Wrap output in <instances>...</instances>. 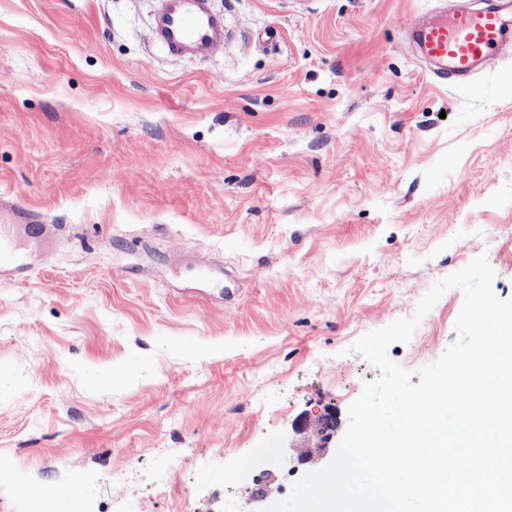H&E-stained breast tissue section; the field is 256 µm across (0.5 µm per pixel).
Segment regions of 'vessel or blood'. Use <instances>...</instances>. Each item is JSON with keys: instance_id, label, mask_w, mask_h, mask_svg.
Wrapping results in <instances>:
<instances>
[{"instance_id": "b4317fda", "label": "vessel or blood", "mask_w": 512, "mask_h": 512, "mask_svg": "<svg viewBox=\"0 0 512 512\" xmlns=\"http://www.w3.org/2000/svg\"><path fill=\"white\" fill-rule=\"evenodd\" d=\"M410 31L425 59L464 79L475 69L499 67L512 16L499 8L460 9L411 25ZM145 39L177 58L214 59L224 53V15L211 9L210 0H159ZM30 220V214L20 210L0 220V264L14 262L12 229Z\"/></svg>"}]
</instances>
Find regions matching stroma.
<instances>
[{
  "label": "stroma",
  "mask_w": 512,
  "mask_h": 512,
  "mask_svg": "<svg viewBox=\"0 0 512 512\" xmlns=\"http://www.w3.org/2000/svg\"><path fill=\"white\" fill-rule=\"evenodd\" d=\"M460 3L213 0L203 61L145 42L154 0H0V204L43 230L0 274V512H253L292 423L380 379L364 334L482 255L512 300V49L457 84L407 32Z\"/></svg>",
  "instance_id": "stroma-1"
}]
</instances>
